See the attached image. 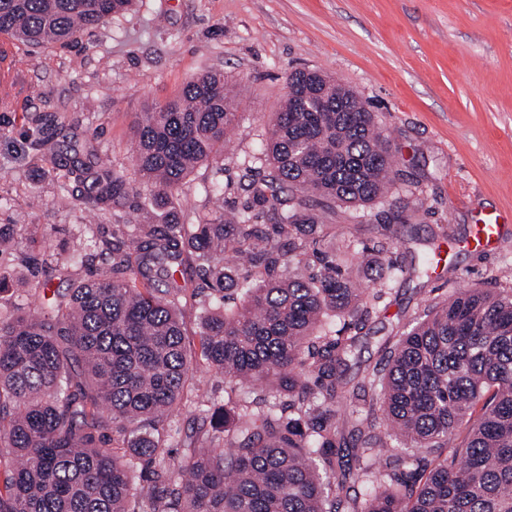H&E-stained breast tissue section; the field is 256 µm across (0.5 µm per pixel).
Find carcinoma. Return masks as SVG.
<instances>
[{
  "mask_svg": "<svg viewBox=\"0 0 512 512\" xmlns=\"http://www.w3.org/2000/svg\"><path fill=\"white\" fill-rule=\"evenodd\" d=\"M132 3L0 0V34L69 45ZM287 85L266 148L243 168L249 200L226 209L216 187L196 224L181 221L179 190L223 157L237 79L206 72L138 113L131 160L159 219L105 244L110 264L49 310L0 319V460L14 461L0 512H512V294L470 289L424 306L346 390L358 331L431 255L406 266L384 241L359 251L307 205L310 193L370 205L398 170L352 90L302 69ZM56 164L91 211L138 195L74 145ZM366 252L378 257L371 289L354 274ZM186 262L216 297L240 298L198 317L200 355L230 393L201 410L176 461L167 427L194 354L180 309L189 282L175 278ZM49 269L41 261L42 277L19 289L48 290ZM108 429L127 451L106 446Z\"/></svg>",
  "mask_w": 512,
  "mask_h": 512,
  "instance_id": "carcinoma-1",
  "label": "carcinoma"
}]
</instances>
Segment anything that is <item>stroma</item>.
Returning <instances> with one entry per match:
<instances>
[{"label":"stroma","mask_w":512,"mask_h":512,"mask_svg":"<svg viewBox=\"0 0 512 512\" xmlns=\"http://www.w3.org/2000/svg\"><path fill=\"white\" fill-rule=\"evenodd\" d=\"M21 66L33 92L0 111V225L32 228L35 240L0 253L6 282L30 276L25 253L50 258L55 287L67 288L81 270L77 248L90 253L126 233L132 205L116 216L93 213L63 187L52 159L66 146L97 154L147 194L129 155L137 113L203 72L236 77L241 117L231 148L180 190L192 224L210 209L212 186L228 205L246 202L243 164L263 148L288 73L308 68L367 104L400 168L381 202L348 207L311 197L310 208L348 225L357 242L387 238L405 263L438 250L427 275L395 285L361 331L348 378L361 381L380 361V344L414 323L425 303L458 289L512 292V0H135L78 42L23 48ZM418 197L424 208L394 223ZM501 217L497 244L474 247L477 225ZM193 367L187 405L169 427L176 457L200 425L199 406L223 403L229 389L202 358Z\"/></svg>","instance_id":"stroma-1"}]
</instances>
